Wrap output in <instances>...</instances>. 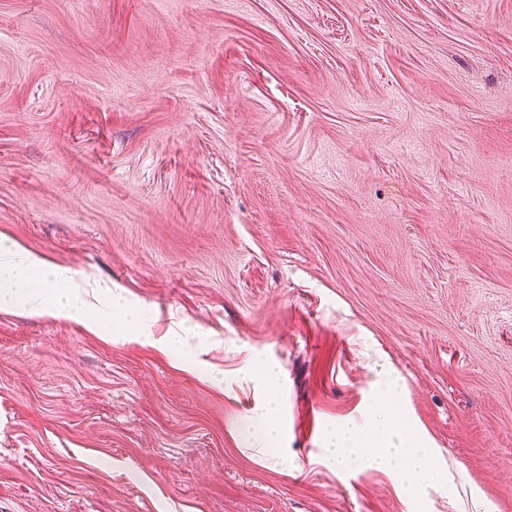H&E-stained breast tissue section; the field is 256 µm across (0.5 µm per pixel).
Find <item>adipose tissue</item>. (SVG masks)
I'll return each mask as SVG.
<instances>
[{"label":"adipose tissue","mask_w":512,"mask_h":512,"mask_svg":"<svg viewBox=\"0 0 512 512\" xmlns=\"http://www.w3.org/2000/svg\"><path fill=\"white\" fill-rule=\"evenodd\" d=\"M27 309L38 316H49L79 324L100 317L103 311L118 312L125 328L136 330L140 342L160 351H173L182 342L176 336H153L140 312L132 309L126 298L112 289L87 290L76 282L74 272L28 250L24 244L0 232V312ZM249 377L268 394L267 402L255 418L256 438L267 448L278 447L285 429L274 366L249 370ZM380 440L375 451L363 450V437L349 425L332 430L323 443V460L332 467L356 462L369 469L382 470L410 484L433 468L431 449L421 444L416 430L403 429L396 414L375 418L371 428Z\"/></svg>","instance_id":"obj_1"}]
</instances>
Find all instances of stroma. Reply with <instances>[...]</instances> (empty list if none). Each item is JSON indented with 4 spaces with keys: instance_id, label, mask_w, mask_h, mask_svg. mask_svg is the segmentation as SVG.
<instances>
[{
    "instance_id": "35a3bbf8",
    "label": "stroma",
    "mask_w": 512,
    "mask_h": 512,
    "mask_svg": "<svg viewBox=\"0 0 512 512\" xmlns=\"http://www.w3.org/2000/svg\"><path fill=\"white\" fill-rule=\"evenodd\" d=\"M2 231L202 368L0 312V512H512V0H0ZM379 363L412 487L322 461ZM246 375L269 396L267 402L258 408V414L254 418L257 425L256 439L266 448H277L285 433L281 419V403L276 388L278 372L275 366L263 365L248 370Z\"/></svg>"
}]
</instances>
